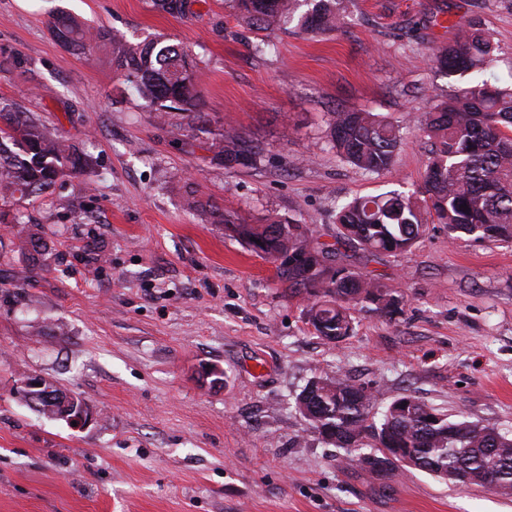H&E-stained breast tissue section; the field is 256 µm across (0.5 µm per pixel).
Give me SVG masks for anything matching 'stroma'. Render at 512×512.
<instances>
[{
    "mask_svg": "<svg viewBox=\"0 0 512 512\" xmlns=\"http://www.w3.org/2000/svg\"><path fill=\"white\" fill-rule=\"evenodd\" d=\"M64 11L132 42L186 45L205 131L156 122L110 45L73 54L54 39ZM480 21L499 47L487 79H512V0H354L343 27L313 36L254 26L231 0H0V100L34 113L95 162L60 196L0 211V512H512V496L451 484L403 463L376 479L340 463L295 411L317 376H345L382 413L419 397L450 418L512 432V241L450 238L430 223L409 251L338 245L353 197L423 183L430 141L415 119L467 85L435 52ZM401 121L392 168L368 174L329 144V114ZM236 131L254 163L215 159ZM259 223L307 225L346 266L403 298L352 310L334 344L307 294L223 225L188 212L186 184ZM48 254L31 264L17 235ZM40 377L81 399L82 427L22 399Z\"/></svg>",
    "mask_w": 512,
    "mask_h": 512,
    "instance_id": "35a3bbf8",
    "label": "stroma"
}]
</instances>
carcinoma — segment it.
I'll return each instance as SVG.
<instances>
[{
    "label": "carcinoma",
    "mask_w": 512,
    "mask_h": 512,
    "mask_svg": "<svg viewBox=\"0 0 512 512\" xmlns=\"http://www.w3.org/2000/svg\"><path fill=\"white\" fill-rule=\"evenodd\" d=\"M235 8L259 29L280 28L297 21L307 34H326L347 18L349 0H232ZM54 38L78 52L96 40L112 41L113 62L139 96L154 107L156 118L180 129L206 124L195 65L179 44L159 39L131 43L105 31L86 27L59 14L50 23ZM498 47L481 25L469 20L459 27L454 44L438 50L437 63L448 75L491 69ZM419 129L435 140L425 168L424 194L392 190L358 196L336 212L345 241L370 253L410 249L427 229V217L448 225V234L476 240H512V84L477 81L432 105ZM400 124L372 112L330 113L329 137L337 156L369 174L390 169L400 142ZM210 148L229 162L244 158L224 140ZM92 161L78 146L29 112L0 101V199L17 202L54 194L72 178L89 173ZM190 211L210 214L198 191L186 190ZM224 229L272 262L288 266V281L309 296L307 316L316 333L340 342L353 332L350 310L371 304L392 314L403 297L342 267L328 273L329 250L308 246L305 232L290 230L293 222L267 217L251 224L238 214H220ZM261 245H256V242ZM373 394L337 376L311 380L296 398V408L324 440L348 450L345 464L378 477L405 453L408 467L429 472L454 484L478 486L512 496V436L467 420L451 421L445 413L430 418L429 407L407 395L391 402L381 423L372 415ZM373 452L363 453L361 449Z\"/></svg>",
    "instance_id": "1"
}]
</instances>
